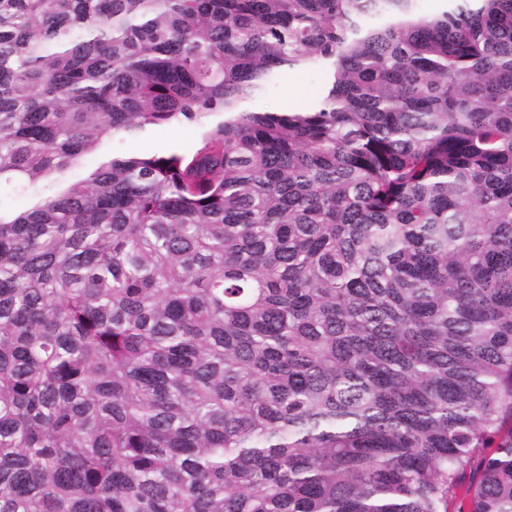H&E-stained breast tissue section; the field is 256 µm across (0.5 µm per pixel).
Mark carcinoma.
<instances>
[{"label":"carcinoma","instance_id":"cac0c4a2","mask_svg":"<svg viewBox=\"0 0 512 512\" xmlns=\"http://www.w3.org/2000/svg\"><path fill=\"white\" fill-rule=\"evenodd\" d=\"M447 2L0 0V512H512V0ZM321 81L322 75L318 72L290 73L283 78L280 86L259 101V105L284 108L288 102L290 108L306 106L312 101ZM193 139L194 133L188 128H159L127 141L123 148L128 153L159 152L184 146Z\"/></svg>","mask_w":512,"mask_h":512}]
</instances>
